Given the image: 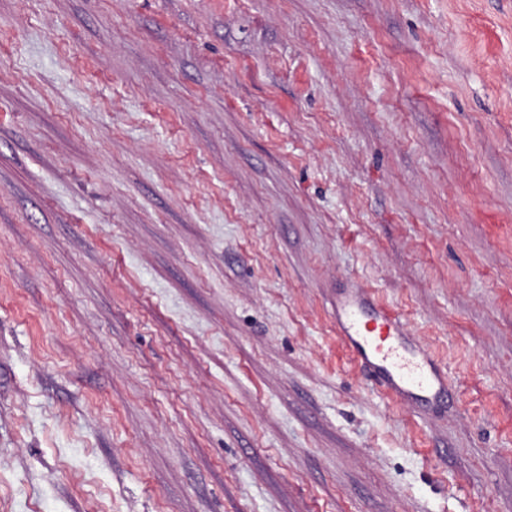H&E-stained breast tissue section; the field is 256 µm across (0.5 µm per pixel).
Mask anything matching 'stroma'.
<instances>
[{
	"label": "stroma",
	"mask_w": 512,
	"mask_h": 512,
	"mask_svg": "<svg viewBox=\"0 0 512 512\" xmlns=\"http://www.w3.org/2000/svg\"><path fill=\"white\" fill-rule=\"evenodd\" d=\"M0 512H512V0H0ZM336 332L387 397L426 406L448 403L446 370L410 340L400 318L374 290L336 303Z\"/></svg>",
	"instance_id": "1"
}]
</instances>
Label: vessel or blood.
<instances>
[{
	"instance_id": "vessel-or-blood-1",
	"label": "vessel or blood",
	"mask_w": 512,
	"mask_h": 512,
	"mask_svg": "<svg viewBox=\"0 0 512 512\" xmlns=\"http://www.w3.org/2000/svg\"><path fill=\"white\" fill-rule=\"evenodd\" d=\"M336 332L387 397L426 406L447 404L446 370L429 350L410 340L400 318L375 291L337 303Z\"/></svg>"
}]
</instances>
